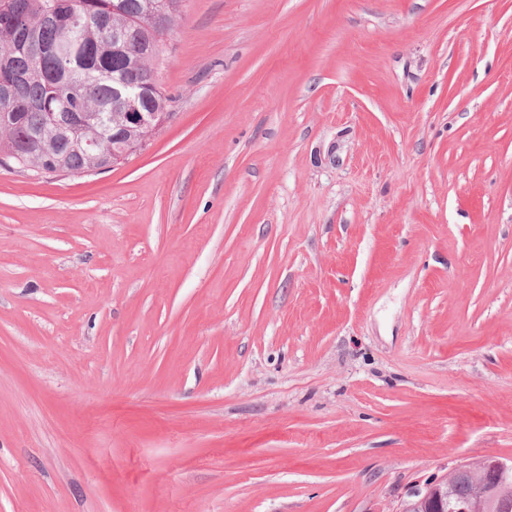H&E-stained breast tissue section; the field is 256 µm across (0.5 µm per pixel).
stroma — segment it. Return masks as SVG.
Wrapping results in <instances>:
<instances>
[{
  "instance_id": "35a3bbf8",
  "label": "stroma",
  "mask_w": 512,
  "mask_h": 512,
  "mask_svg": "<svg viewBox=\"0 0 512 512\" xmlns=\"http://www.w3.org/2000/svg\"><path fill=\"white\" fill-rule=\"evenodd\" d=\"M167 123L0 166V512H401L512 458V0H183Z\"/></svg>"
}]
</instances>
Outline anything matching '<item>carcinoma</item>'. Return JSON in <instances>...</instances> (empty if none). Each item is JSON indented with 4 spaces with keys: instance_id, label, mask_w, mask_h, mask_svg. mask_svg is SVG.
<instances>
[{
    "instance_id": "1",
    "label": "carcinoma",
    "mask_w": 512,
    "mask_h": 512,
    "mask_svg": "<svg viewBox=\"0 0 512 512\" xmlns=\"http://www.w3.org/2000/svg\"><path fill=\"white\" fill-rule=\"evenodd\" d=\"M182 0H0V88L9 87L14 104L8 124L0 125V165L12 162L27 170L55 164L71 173L85 170L91 156L74 142L81 113L94 115L91 130L100 140L102 155L112 153L113 135L138 142L153 132L146 127L120 128L114 90L135 78L144 110L165 112L171 97L157 86L150 49L180 16ZM73 8L91 22L70 38L67 30L47 21L48 10ZM111 25L128 24L127 47L114 53L96 19ZM63 45L65 54L34 55L32 43ZM451 505L466 512H509L512 482L475 485L467 472L448 475Z\"/></svg>"
}]
</instances>
